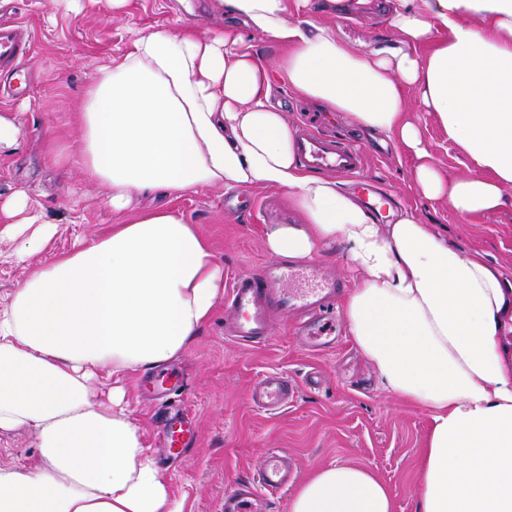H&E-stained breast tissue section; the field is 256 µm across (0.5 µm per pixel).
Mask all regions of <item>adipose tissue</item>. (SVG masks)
I'll use <instances>...</instances> for the list:
<instances>
[{
	"instance_id": "ef3b65f1",
	"label": "adipose tissue",
	"mask_w": 512,
	"mask_h": 512,
	"mask_svg": "<svg viewBox=\"0 0 512 512\" xmlns=\"http://www.w3.org/2000/svg\"><path fill=\"white\" fill-rule=\"evenodd\" d=\"M348 0H211L225 25L136 35L84 96L79 165L122 216L74 249L24 198L0 207V239L35 231L26 275L0 301V433L25 428L36 459L0 468V512H183L124 404L126 379L182 355L224 296V269L175 202L203 187L286 190L302 216L264 246L305 259L336 240L359 275L347 332L384 391L424 408L429 430L416 512H512V281L408 208L380 224L296 158L257 39L277 45L292 92L384 135L416 160L427 199L462 215L512 202V0H385L390 40L342 38ZM326 15L316 22L312 12ZM254 40H247V33ZM435 113L466 156L429 160L406 95ZM159 191L168 204L134 211ZM112 379L108 400L91 383ZM290 512H393L368 468L331 463Z\"/></svg>"
}]
</instances>
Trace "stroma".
I'll return each mask as SVG.
<instances>
[{
  "label": "stroma",
  "instance_id": "stroma-1",
  "mask_svg": "<svg viewBox=\"0 0 512 512\" xmlns=\"http://www.w3.org/2000/svg\"><path fill=\"white\" fill-rule=\"evenodd\" d=\"M381 3L355 6L351 17L339 22L344 35L363 41L387 34ZM1 20L21 22L32 43L12 81L15 93L0 99V113L14 115L20 127L16 151L0 160V205L25 193L44 220L57 227L52 252L68 251L78 237L105 233L119 221L105 188L88 182L74 163L82 133L72 114L86 89L104 65L125 55L132 31L176 32L189 26L206 38L222 21L209 11L208 0H128L119 9L112 0H0ZM274 98L291 131H338L361 147L362 177L341 178L342 190L356 196L360 180L376 183L392 208L413 209L424 223L512 274V206L491 215H460L446 200H429L417 191L415 161L392 141L315 101L297 98L284 79H276ZM410 115L420 124L436 166L465 173L463 153L449 143L434 113L415 105ZM224 195L223 189L206 188L177 206L210 240L229 283L272 261L263 245L269 214L279 215L284 224L298 223L300 216L282 190L247 188L242 192L246 204L231 214L224 211ZM165 369L175 372L179 383L159 395L145 390L146 372L128 381L130 410L163 475L175 494L186 495L191 512H223L225 494L251 481L277 449L293 456L303 481L332 461L366 466L388 488L394 512H416L427 414L385 394L374 367L348 336L316 354L303 348L282 320L268 342L239 344L225 337L219 308L189 349ZM267 372L287 374L296 387L291 403L272 413L255 410L249 399L253 382ZM160 410L187 415L198 424L196 441L181 455L161 446L154 419Z\"/></svg>",
  "mask_w": 512,
  "mask_h": 512
}]
</instances>
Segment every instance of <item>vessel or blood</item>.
Returning <instances> with one entry per match:
<instances>
[{"label": "vessel or blood", "instance_id": "vessel-or-blood-1", "mask_svg": "<svg viewBox=\"0 0 512 512\" xmlns=\"http://www.w3.org/2000/svg\"><path fill=\"white\" fill-rule=\"evenodd\" d=\"M29 51L30 39L23 27L0 26V72L14 70ZM297 154L304 166L312 170L354 176L362 168V156L357 149L313 133L298 139ZM296 273L295 266L276 261L263 273L237 275L224 298L228 313L225 336L239 342L261 343L271 337L278 317L304 314L308 320L300 328L301 342L315 350L329 346L336 331L333 304L338 283L322 277L312 288L300 291L285 288V281ZM293 395L292 383L281 373L273 372L257 379L252 401L259 410L273 412L286 406ZM194 436L195 429L188 419L177 416L168 419L166 448L185 449ZM293 472L288 454L271 455L256 481L225 496L224 512H260L264 494L287 489Z\"/></svg>", "mask_w": 512, "mask_h": 512}]
</instances>
